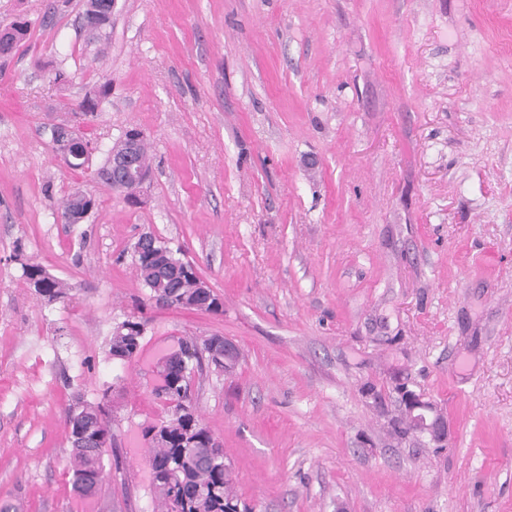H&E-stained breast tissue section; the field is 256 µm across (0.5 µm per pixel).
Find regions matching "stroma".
Wrapping results in <instances>:
<instances>
[{"label":"stroma","instance_id":"stroma-1","mask_svg":"<svg viewBox=\"0 0 512 512\" xmlns=\"http://www.w3.org/2000/svg\"><path fill=\"white\" fill-rule=\"evenodd\" d=\"M83 9L0 0V26L30 24L0 60V504L157 512L155 366L219 335L238 369L204 367L191 394L253 512H512V0H116L99 50ZM58 124L103 146L142 130L137 201L96 177L101 154L67 167ZM76 191L94 212L55 222ZM145 232L223 313L148 298L129 252ZM26 262L70 298L40 301ZM131 314L146 333L120 365L106 345ZM400 372L445 413L446 447L390 436ZM76 396L114 435L94 498L69 484Z\"/></svg>","mask_w":512,"mask_h":512}]
</instances>
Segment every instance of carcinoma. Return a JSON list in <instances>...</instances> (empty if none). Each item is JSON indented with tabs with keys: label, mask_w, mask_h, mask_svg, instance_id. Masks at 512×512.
Returning <instances> with one entry per match:
<instances>
[{
	"label": "carcinoma",
	"mask_w": 512,
	"mask_h": 512,
	"mask_svg": "<svg viewBox=\"0 0 512 512\" xmlns=\"http://www.w3.org/2000/svg\"><path fill=\"white\" fill-rule=\"evenodd\" d=\"M112 20L110 6L99 0L98 6L84 9L82 25L88 31L107 28ZM29 34L28 24L14 22L10 30L0 34V55L12 56ZM112 93L111 82L100 86L94 96L78 104V111L92 114L100 102ZM125 136L118 137L104 151L97 176L112 188L125 191L123 176L109 174V155L121 148ZM95 208V200L77 192L69 195L59 208L61 219L81 216L86 219ZM136 276L149 297L164 293L171 297L174 308L204 307L206 311L223 312L217 295L206 300L199 297L194 284L198 275L194 267L176 256L163 240L152 235L147 244L136 241L132 246ZM23 276L30 287L49 303L68 297V284L51 274L40 264H23ZM132 328H113L108 342V357L124 356L135 359L145 336V324L131 317ZM169 440L149 449L153 473L152 492L158 502V512H240L229 465L222 464L218 448L209 447L210 432L194 409L191 399L176 389L165 399ZM71 456L69 473L72 490L79 496L96 497L104 480V445L112 441V432L105 410L100 404L78 401L66 411ZM417 424L409 413L396 419L393 430L399 437H416Z\"/></svg>",
	"instance_id": "obj_1"
}]
</instances>
